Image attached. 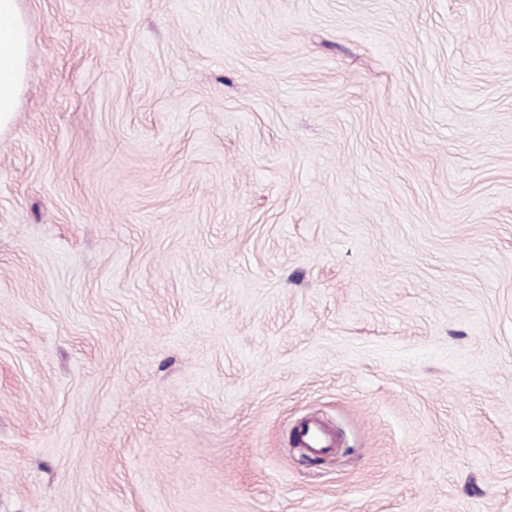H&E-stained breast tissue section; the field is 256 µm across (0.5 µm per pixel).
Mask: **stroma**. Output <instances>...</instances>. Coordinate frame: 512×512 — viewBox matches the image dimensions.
Here are the masks:
<instances>
[{
	"label": "stroma",
	"instance_id": "35a3bbf8",
	"mask_svg": "<svg viewBox=\"0 0 512 512\" xmlns=\"http://www.w3.org/2000/svg\"><path fill=\"white\" fill-rule=\"evenodd\" d=\"M20 8L0 512H512V0ZM299 445L307 452L322 456L333 451L338 445L336 435L319 421H305L296 428Z\"/></svg>",
	"mask_w": 512,
	"mask_h": 512
}]
</instances>
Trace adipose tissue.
I'll use <instances>...</instances> for the list:
<instances>
[{"mask_svg": "<svg viewBox=\"0 0 512 512\" xmlns=\"http://www.w3.org/2000/svg\"><path fill=\"white\" fill-rule=\"evenodd\" d=\"M31 38L20 0H0V131L12 124L17 111Z\"/></svg>", "mask_w": 512, "mask_h": 512, "instance_id": "1", "label": "adipose tissue"}]
</instances>
